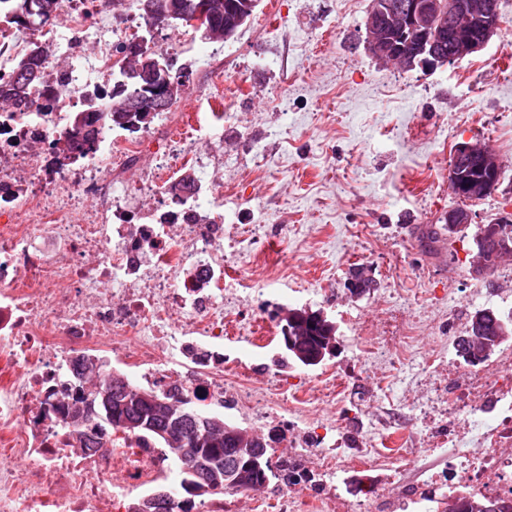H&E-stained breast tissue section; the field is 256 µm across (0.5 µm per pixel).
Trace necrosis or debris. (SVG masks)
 Instances as JSON below:
<instances>
[{"mask_svg": "<svg viewBox=\"0 0 512 512\" xmlns=\"http://www.w3.org/2000/svg\"><path fill=\"white\" fill-rule=\"evenodd\" d=\"M142 25L132 8L109 0H66L44 32L51 110H42L36 89L29 111L0 113V458L25 463L0 467V512H129L158 482L172 491V512L186 507L167 454L122 437L90 457L73 446L60 385L76 356L101 357L136 382L204 390L218 405L231 396L265 419L291 411L300 392L274 374L266 391L251 389L246 360L264 348L256 339L246 359H223L228 279L248 299L270 291L250 282V245L225 249V109L195 113L193 135L167 139L152 167L144 162L155 133L148 124L132 134L103 128L91 152L66 163L52 151L76 136L72 109L111 88L117 47ZM194 164L206 170L196 189L159 211L155 197ZM194 344L209 347L213 363L188 364ZM500 366L494 379L473 374L449 391L468 429L429 436L421 447L445 452L449 470L486 496L512 493V354ZM312 449L318 463L309 471L302 459ZM287 457L296 476L252 499L255 512H402L424 500L417 484L386 505L374 494L349 506L339 499L336 471L349 460H379L376 448L349 458L297 438Z\"/></svg>", "mask_w": 512, "mask_h": 512, "instance_id": "obj_1", "label": "necrosis or debris"}]
</instances>
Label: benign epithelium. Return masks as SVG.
Returning <instances> with one entry per match:
<instances>
[{"label":"benign epithelium","instance_id":"benign-epithelium-1","mask_svg":"<svg viewBox=\"0 0 512 512\" xmlns=\"http://www.w3.org/2000/svg\"><path fill=\"white\" fill-rule=\"evenodd\" d=\"M500 21L496 0H375L365 21L364 43L369 52L385 65L399 64L404 70L416 66L423 70L453 64L465 57L482 51L489 41L498 34ZM409 30L416 35L413 49L406 50L395 45L388 33ZM451 35L453 48L443 56L436 52V42ZM154 70L163 83L172 90L185 78L170 72L168 62L162 58L153 59ZM470 162L488 174L484 180H470L469 196L475 198L487 191L486 185L501 179L502 169L498 156L479 141L466 142L455 149V158L450 165L448 179L453 188H458V166ZM448 228L457 231L470 223V214L450 209L443 216ZM512 255V244L505 241L493 249L477 250L472 263L478 273L487 272L499 260ZM481 320L476 317L473 326L463 336L466 354L472 358L486 359L495 346L512 339V321L505 320L494 341L483 336ZM98 362L84 356L75 357L74 380L71 385L84 380V373L97 369ZM127 390L126 379L117 372L105 375L102 383L87 388L84 393L83 412L75 418L77 437L80 445L93 452L111 444L113 434L123 435L125 431L148 429L157 435L168 451L179 458L186 474V483L200 490L221 488L237 481V465L231 463L222 467L183 447L184 437L192 436L203 441L212 433L231 431L239 456L248 458L251 463L261 459V446L264 440L248 428H230L224 418L199 410L175 399L165 400L154 391H139L138 398L157 412V419L147 420L140 415H130L122 419L117 431H112V403ZM170 493L161 489L145 498L141 512H164Z\"/></svg>","mask_w":512,"mask_h":512}]
</instances>
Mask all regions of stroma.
Returning <instances> with one entry per match:
<instances>
[{
	"instance_id": "1",
	"label": "stroma",
	"mask_w": 512,
	"mask_h": 512,
	"mask_svg": "<svg viewBox=\"0 0 512 512\" xmlns=\"http://www.w3.org/2000/svg\"><path fill=\"white\" fill-rule=\"evenodd\" d=\"M370 0H261L250 21L215 44L223 75L175 57L187 86L224 83L231 113L224 127V201L238 212L225 241L252 239L254 279L274 281L260 298L269 310L287 293L292 308L323 310L338 352L324 364L278 366L280 346L251 359L256 379H336V402L302 399L304 429L352 451L372 444L414 448L430 429L461 426L449 409L448 376L498 374L497 356L471 366L455 349L475 310L512 313V261L484 274L471 258L481 225L512 219V78L494 37L480 53L434 70L382 66L364 45ZM479 140L499 156L504 176L481 200L461 202L448 180L455 148ZM465 206L472 222L449 234L438 254L423 250L421 228ZM366 266L376 288L351 297L352 265ZM413 327V369L401 371L394 346ZM405 483L439 476L427 488V512L459 482L444 456L410 463L384 457L336 473L346 502L355 480H372L393 497L391 470Z\"/></svg>"
}]
</instances>
